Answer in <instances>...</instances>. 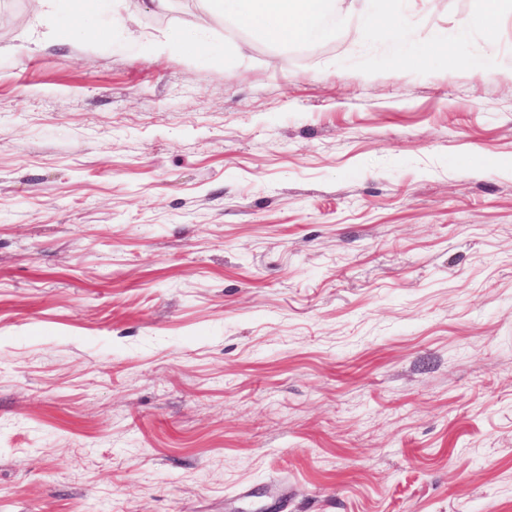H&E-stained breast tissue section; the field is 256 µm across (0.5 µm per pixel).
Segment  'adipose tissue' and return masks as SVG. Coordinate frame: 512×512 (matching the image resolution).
Wrapping results in <instances>:
<instances>
[{
  "instance_id": "ef3b65f1",
  "label": "adipose tissue",
  "mask_w": 512,
  "mask_h": 512,
  "mask_svg": "<svg viewBox=\"0 0 512 512\" xmlns=\"http://www.w3.org/2000/svg\"><path fill=\"white\" fill-rule=\"evenodd\" d=\"M201 17L219 22L245 16L253 34L281 45L321 36L335 26V0H197Z\"/></svg>"
}]
</instances>
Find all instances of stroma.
Here are the masks:
<instances>
[{"instance_id": "1", "label": "stroma", "mask_w": 512, "mask_h": 512, "mask_svg": "<svg viewBox=\"0 0 512 512\" xmlns=\"http://www.w3.org/2000/svg\"><path fill=\"white\" fill-rule=\"evenodd\" d=\"M368 7L0 0V512H512V0ZM197 4L206 21L243 15L257 38L283 46L321 36L339 20L335 0H197Z\"/></svg>"}]
</instances>
